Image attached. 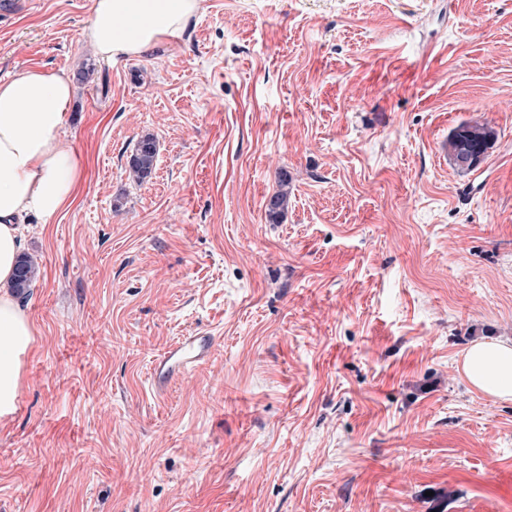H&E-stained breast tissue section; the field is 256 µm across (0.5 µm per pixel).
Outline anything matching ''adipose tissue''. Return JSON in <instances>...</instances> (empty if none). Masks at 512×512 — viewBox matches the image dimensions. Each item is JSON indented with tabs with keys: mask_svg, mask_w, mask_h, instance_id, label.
<instances>
[{
	"mask_svg": "<svg viewBox=\"0 0 512 512\" xmlns=\"http://www.w3.org/2000/svg\"><path fill=\"white\" fill-rule=\"evenodd\" d=\"M201 0H93L84 37L110 63L180 37ZM74 95L63 69L26 68L0 82V421L17 410L23 359L35 327L13 289L23 225L52 221L75 200V157L62 146ZM458 369L477 392L512 401V341H475Z\"/></svg>",
	"mask_w": 512,
	"mask_h": 512,
	"instance_id": "obj_1",
	"label": "adipose tissue"
}]
</instances>
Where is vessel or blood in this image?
Here are the masks:
<instances>
[{
	"label": "vessel or blood",
	"instance_id": "1",
	"mask_svg": "<svg viewBox=\"0 0 512 512\" xmlns=\"http://www.w3.org/2000/svg\"><path fill=\"white\" fill-rule=\"evenodd\" d=\"M214 343V336L203 332H192L181 337L152 362L150 379L154 387L164 389L175 378L205 363Z\"/></svg>",
	"mask_w": 512,
	"mask_h": 512
}]
</instances>
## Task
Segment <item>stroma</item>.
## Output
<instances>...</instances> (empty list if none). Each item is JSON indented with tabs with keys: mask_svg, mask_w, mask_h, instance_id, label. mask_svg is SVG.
Wrapping results in <instances>:
<instances>
[{
	"mask_svg": "<svg viewBox=\"0 0 512 512\" xmlns=\"http://www.w3.org/2000/svg\"><path fill=\"white\" fill-rule=\"evenodd\" d=\"M90 16L0 0V80L95 66L78 198L24 230L0 512H512V402L456 363L512 338V0H202L115 64ZM470 120L498 138L465 174L442 145ZM192 331L211 358L155 391ZM157 144L150 135H145L135 144L128 160L130 177L139 184L149 179L156 165Z\"/></svg>",
	"mask_w": 512,
	"mask_h": 512,
	"instance_id": "stroma-1",
	"label": "stroma"
}]
</instances>
